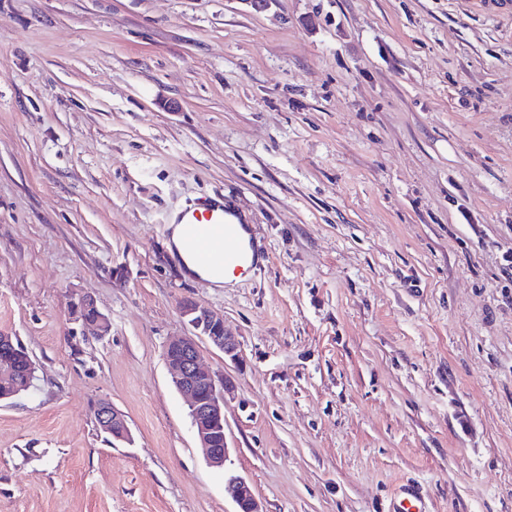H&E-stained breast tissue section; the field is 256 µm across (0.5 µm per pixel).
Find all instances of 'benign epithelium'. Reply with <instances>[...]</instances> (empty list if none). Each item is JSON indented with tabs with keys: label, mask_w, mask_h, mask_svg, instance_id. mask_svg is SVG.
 Wrapping results in <instances>:
<instances>
[{
	"label": "benign epithelium",
	"mask_w": 512,
	"mask_h": 512,
	"mask_svg": "<svg viewBox=\"0 0 512 512\" xmlns=\"http://www.w3.org/2000/svg\"><path fill=\"white\" fill-rule=\"evenodd\" d=\"M180 313L191 332L171 339L165 345L163 357L172 371V384L188 401L191 423L208 463L224 469V488L235 503V512H262L247 481L226 469L230 452L224 431V402L226 395L233 392V381L230 376L202 364L196 337H205L232 361L238 358V343L225 332L224 320L201 304L185 300L180 303ZM75 316L84 336L101 340L111 330L108 317L88 295L79 299ZM94 417L99 428L112 438L130 439L125 415L112 403H99L94 409Z\"/></svg>",
	"instance_id": "benign-epithelium-1"
}]
</instances>
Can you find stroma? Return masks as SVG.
Wrapping results in <instances>:
<instances>
[{
	"label": "stroma",
	"mask_w": 512,
	"mask_h": 512,
	"mask_svg": "<svg viewBox=\"0 0 512 512\" xmlns=\"http://www.w3.org/2000/svg\"><path fill=\"white\" fill-rule=\"evenodd\" d=\"M215 194L264 252L225 288L169 246ZM509 257L512 0H0V334L37 363L0 512H235L163 359L184 300L239 345L199 343L262 512H512ZM75 316L80 324L82 336L101 340L111 330L108 317L99 309L91 296H83L76 304ZM94 417L102 432L112 433L111 439L129 440L130 428L125 415L116 409L112 403L100 402L94 409Z\"/></svg>",
	"instance_id": "obj_1"
}]
</instances>
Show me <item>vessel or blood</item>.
Segmentation results:
<instances>
[{
    "mask_svg": "<svg viewBox=\"0 0 512 512\" xmlns=\"http://www.w3.org/2000/svg\"><path fill=\"white\" fill-rule=\"evenodd\" d=\"M184 254L201 268L241 271L249 263L242 227L224 214L223 198H209L176 215Z\"/></svg>",
    "mask_w": 512,
    "mask_h": 512,
    "instance_id": "1",
    "label": "vessel or blood"
}]
</instances>
